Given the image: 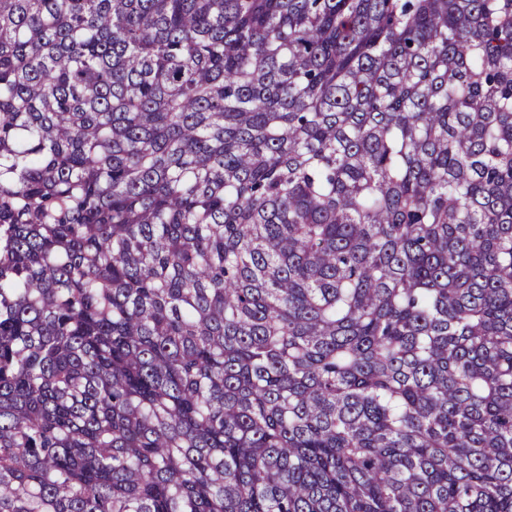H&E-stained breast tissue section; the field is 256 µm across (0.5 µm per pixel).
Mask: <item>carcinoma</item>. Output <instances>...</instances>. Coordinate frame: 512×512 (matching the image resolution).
<instances>
[{
  "label": "carcinoma",
  "mask_w": 512,
  "mask_h": 512,
  "mask_svg": "<svg viewBox=\"0 0 512 512\" xmlns=\"http://www.w3.org/2000/svg\"><path fill=\"white\" fill-rule=\"evenodd\" d=\"M0 512H512V0H0Z\"/></svg>",
  "instance_id": "cac0c4a2"
}]
</instances>
